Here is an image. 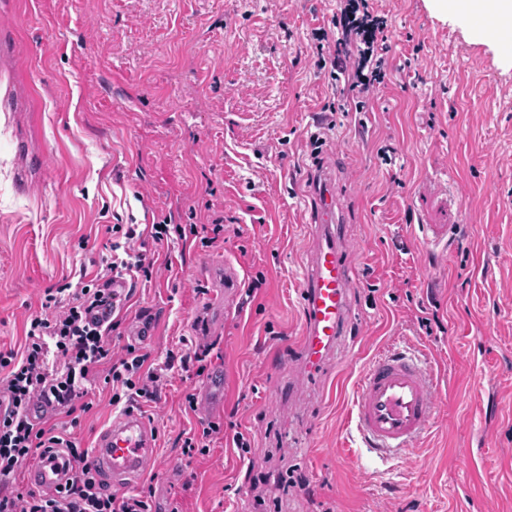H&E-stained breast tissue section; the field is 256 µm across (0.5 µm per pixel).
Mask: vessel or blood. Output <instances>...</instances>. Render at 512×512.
<instances>
[{
	"mask_svg": "<svg viewBox=\"0 0 512 512\" xmlns=\"http://www.w3.org/2000/svg\"><path fill=\"white\" fill-rule=\"evenodd\" d=\"M472 20L502 43H512L511 23L487 13L474 14ZM318 193L321 207L312 222L301 280L304 331L297 363L306 372L318 370L334 353L353 288L339 202L328 181H320ZM436 389L433 373L416 356L389 351L372 357L357 380L352 410L366 446L396 456L417 446L434 421ZM154 451L152 428L132 410L100 433L91 464L113 483L129 484L146 474Z\"/></svg>",
	"mask_w": 512,
	"mask_h": 512,
	"instance_id": "obj_1",
	"label": "vessel or blood"
}]
</instances>
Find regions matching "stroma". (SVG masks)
Returning <instances> with one entry per match:
<instances>
[{
  "mask_svg": "<svg viewBox=\"0 0 512 512\" xmlns=\"http://www.w3.org/2000/svg\"><path fill=\"white\" fill-rule=\"evenodd\" d=\"M369 5L391 80L358 112L315 49L339 0H0V351L22 350L44 290L99 262L112 225L194 227L120 312L152 316L153 358L189 342L224 374L223 408L185 410L205 382L175 370L142 409L156 512H248L257 491L265 512H512V45L460 0ZM318 167L355 286L337 353L309 374L292 360ZM228 264L239 283L216 305ZM423 307L442 329L419 327ZM393 349L440 378L401 459L367 452L351 414L364 366ZM111 395L92 385L79 447L111 424ZM232 409L250 461L220 434L182 456L184 431ZM291 471L306 488L277 484Z\"/></svg>",
  "mask_w": 512,
  "mask_h": 512,
  "instance_id": "1",
  "label": "stroma"
}]
</instances>
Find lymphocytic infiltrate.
Returning a JSON list of instances; mask_svg holds the SVG:
<instances>
[{"label": "lymphocytic infiltrate", "mask_w": 512, "mask_h": 512, "mask_svg": "<svg viewBox=\"0 0 512 512\" xmlns=\"http://www.w3.org/2000/svg\"><path fill=\"white\" fill-rule=\"evenodd\" d=\"M386 27L385 17L370 12L368 0H343L331 30L316 36L321 62L329 63L334 79L348 85L358 106H365L369 92L385 82ZM111 231L110 254L96 273L83 270L77 284L46 289L44 312L31 319L23 351H0V512H153L151 490L112 492L97 470L86 465L88 449L30 416L32 408L44 406L74 428L93 407L86 396L95 379L111 385L112 406L124 410L157 402L168 371L179 368L199 378L205 375L206 355L196 349L168 352L160 363L145 348L131 344L122 356L113 355L109 334L122 321L98 316L101 307L112 304V283L120 279L133 289L151 281L154 263L143 253V245H161L173 236L182 240L186 233L181 225L160 223L147 229L115 224ZM224 428L240 455L250 454V436L231 420L224 426L201 422L184 437L183 455H207L213 435ZM60 455L79 463L65 474L63 484L14 492L25 467Z\"/></svg>", "instance_id": "f902f5d3"}]
</instances>
